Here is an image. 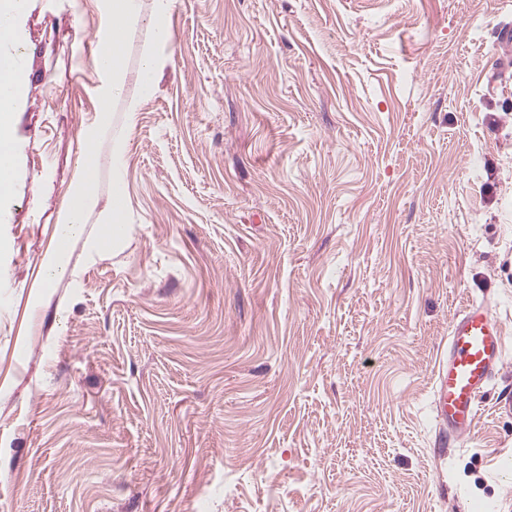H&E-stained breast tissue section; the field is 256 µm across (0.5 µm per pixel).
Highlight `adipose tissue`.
Here are the masks:
<instances>
[{"mask_svg":"<svg viewBox=\"0 0 512 512\" xmlns=\"http://www.w3.org/2000/svg\"><path fill=\"white\" fill-rule=\"evenodd\" d=\"M28 0H0V65L9 68L10 78L0 83V170H12L13 153L7 148L14 140L17 101L25 89L29 71L18 62V25L25 14ZM104 9L113 25L111 44L102 46L96 56L97 67L106 72L109 81L103 89L104 100L126 99V124H134L143 101L152 98L157 89V72L161 61L154 51H146L139 68V89L136 97L125 96V57L133 30L139 20V0H104ZM127 141L117 135L112 139V206L100 213L103 229L99 238L89 239V247L100 241L120 245L130 231L126 210V186L123 170L126 164ZM95 136L87 134L82 158L83 175L74 189V203L63 216L59 234L66 242L83 236L86 216L97 198Z\"/></svg>","mask_w":512,"mask_h":512,"instance_id":"1","label":"adipose tissue"}]
</instances>
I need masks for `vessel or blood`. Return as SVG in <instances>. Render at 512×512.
Segmentation results:
<instances>
[{"label": "vessel or blood", "instance_id": "b4317fda", "mask_svg": "<svg viewBox=\"0 0 512 512\" xmlns=\"http://www.w3.org/2000/svg\"><path fill=\"white\" fill-rule=\"evenodd\" d=\"M505 350L506 338L489 306L469 303L452 319L448 354L434 378V414L442 438L460 443L473 434Z\"/></svg>", "mask_w": 512, "mask_h": 512}]
</instances>
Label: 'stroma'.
I'll return each instance as SVG.
<instances>
[{
	"label": "stroma",
	"mask_w": 512,
	"mask_h": 512,
	"mask_svg": "<svg viewBox=\"0 0 512 512\" xmlns=\"http://www.w3.org/2000/svg\"><path fill=\"white\" fill-rule=\"evenodd\" d=\"M157 91L102 103L103 0H29L0 216V512H512L503 0H173ZM98 200L44 264L87 131ZM125 135L132 230L90 250ZM509 341L475 434L431 412L448 325Z\"/></svg>",
	"instance_id": "stroma-1"
}]
</instances>
